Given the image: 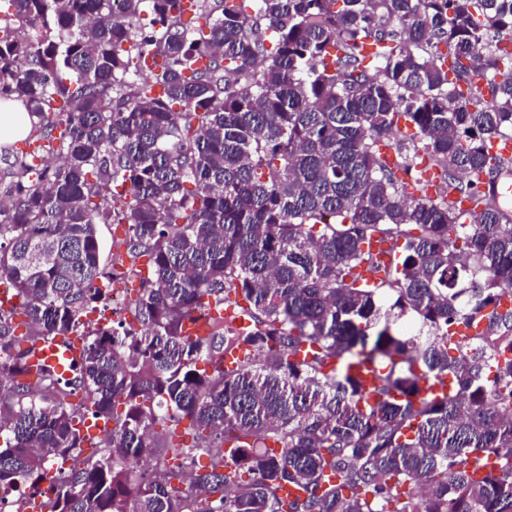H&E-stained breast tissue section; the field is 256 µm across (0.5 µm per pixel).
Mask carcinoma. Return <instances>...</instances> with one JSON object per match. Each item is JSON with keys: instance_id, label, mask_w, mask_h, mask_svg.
Here are the masks:
<instances>
[{"instance_id": "cac0c4a2", "label": "carcinoma", "mask_w": 512, "mask_h": 512, "mask_svg": "<svg viewBox=\"0 0 512 512\" xmlns=\"http://www.w3.org/2000/svg\"><path fill=\"white\" fill-rule=\"evenodd\" d=\"M502 65L512 0H0V105L48 145L3 146L0 489L74 455L52 512H512ZM100 224L125 227L108 265ZM373 238L399 256L367 282ZM108 275L128 317L81 321ZM58 336L77 377L31 378ZM69 346L62 343L60 339H54L37 353L33 363H38L39 359L44 360L45 365L53 367L57 372L63 371V366L59 363V354L66 359H77L82 350V342L76 336L69 337Z\"/></svg>"}]
</instances>
